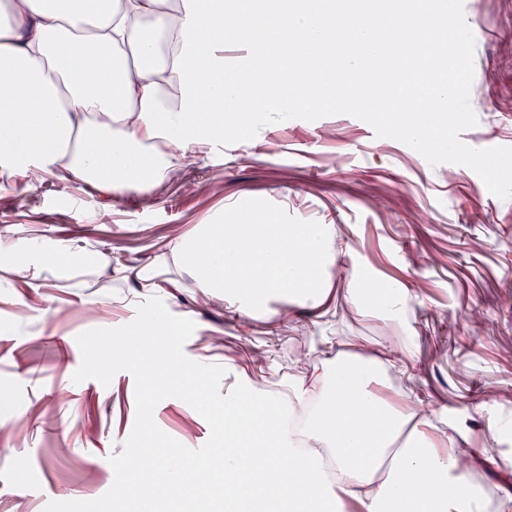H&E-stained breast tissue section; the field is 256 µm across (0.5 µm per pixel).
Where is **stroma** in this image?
Returning a JSON list of instances; mask_svg holds the SVG:
<instances>
[{
  "label": "stroma",
  "instance_id": "stroma-1",
  "mask_svg": "<svg viewBox=\"0 0 512 512\" xmlns=\"http://www.w3.org/2000/svg\"><path fill=\"white\" fill-rule=\"evenodd\" d=\"M474 38L471 105L477 126L461 140L474 148L512 147V0H464ZM333 138L318 141L321 129ZM278 211L287 224H332L344 271L320 309L298 307L288 333L258 324L239 335L231 305H198L191 272L167 244L201 224H218L247 204ZM92 188L50 181L20 191L0 176V244L35 250L64 242L91 254L80 266L47 265L17 276L0 262V512H43L58 489L92 500L112 485L110 455L120 454L136 416L135 380L74 383L82 362L76 342L93 329V305L111 311V327L132 321L139 303L162 299L196 328L185 354L218 364L221 394L263 380L284 391L298 372L322 369L368 339L408 352L399 384L422 406L451 407L453 438L475 453L480 483L512 485V471L485 457L512 458V199L493 196L471 169L431 166L399 141L340 114L263 127L194 160L158 192L131 197L107 212ZM156 269L158 288L138 273ZM408 290L405 319L390 324L375 309L349 308L346 271ZM30 309L16 324L18 302ZM157 425L185 446L208 439L206 421L177 398L160 402Z\"/></svg>",
  "mask_w": 512,
  "mask_h": 512
}]
</instances>
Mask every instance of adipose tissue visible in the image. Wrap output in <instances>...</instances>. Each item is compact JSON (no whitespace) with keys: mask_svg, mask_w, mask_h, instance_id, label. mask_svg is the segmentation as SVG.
Segmentation results:
<instances>
[{"mask_svg":"<svg viewBox=\"0 0 512 512\" xmlns=\"http://www.w3.org/2000/svg\"><path fill=\"white\" fill-rule=\"evenodd\" d=\"M407 17L384 29L353 7L335 14L274 8L254 0H0V174L23 190L50 180L105 193L110 208L160 189L187 161L223 154L255 115L238 111L245 85L262 105L287 103L304 71L288 66L305 40L329 43L337 24L372 47L406 34ZM277 36L278 54L224 61L242 36ZM331 224H282L261 206L229 223L175 237L204 305L227 303L246 336L258 322L292 326L289 308H320L336 267ZM402 353L381 360L369 343L337 357L321 381L297 375L273 395L251 382L224 405L227 512H483L485 489L453 439L432 442L436 410L409 389L381 397Z\"/></svg>","mask_w":512,"mask_h":512,"instance_id":"1","label":"adipose tissue"}]
</instances>
